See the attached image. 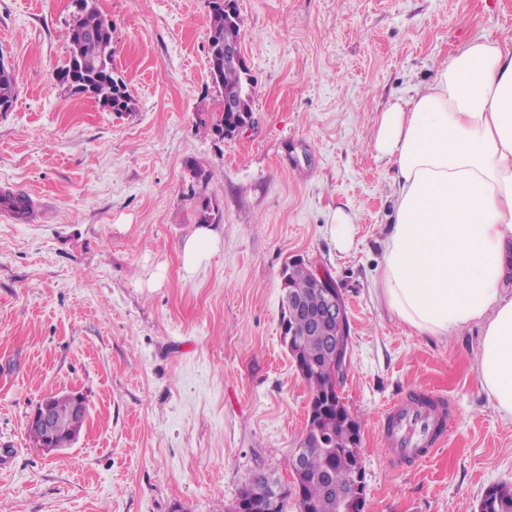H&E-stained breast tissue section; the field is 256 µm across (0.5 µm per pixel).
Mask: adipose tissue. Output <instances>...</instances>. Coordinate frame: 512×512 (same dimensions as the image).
I'll use <instances>...</instances> for the list:
<instances>
[{"instance_id": "ef3b65f1", "label": "adipose tissue", "mask_w": 512, "mask_h": 512, "mask_svg": "<svg viewBox=\"0 0 512 512\" xmlns=\"http://www.w3.org/2000/svg\"><path fill=\"white\" fill-rule=\"evenodd\" d=\"M395 171L376 294L421 334L482 330L481 385L512 418V45L476 39L383 112Z\"/></svg>"}]
</instances>
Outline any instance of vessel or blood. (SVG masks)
Returning <instances> with one entry per match:
<instances>
[{"instance_id": "vessel-or-blood-1", "label": "vessel or blood", "mask_w": 512, "mask_h": 512, "mask_svg": "<svg viewBox=\"0 0 512 512\" xmlns=\"http://www.w3.org/2000/svg\"><path fill=\"white\" fill-rule=\"evenodd\" d=\"M450 428L446 402L430 392L418 399L393 400L380 423L388 454L413 468L429 457Z\"/></svg>"}]
</instances>
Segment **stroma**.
<instances>
[{
  "label": "stroma",
  "instance_id": "obj_1",
  "mask_svg": "<svg viewBox=\"0 0 512 512\" xmlns=\"http://www.w3.org/2000/svg\"><path fill=\"white\" fill-rule=\"evenodd\" d=\"M95 5L134 112L55 79L70 0H0L17 92L0 112V192L40 202L23 222L0 212V512H232L257 473L299 512L289 462L310 391L281 340L296 257L346 301L363 512H478L486 489L512 488V420L481 386L479 326L422 335L377 299L394 170L373 149L382 113L459 46L512 38V0H237L254 123L224 139L200 124L223 102L208 0ZM205 212L218 249L190 273L181 245ZM414 386L445 397L453 425L412 470L378 421ZM69 391L87 399L86 430L45 454L27 418ZM331 233L339 250L346 251L352 245V217L337 208L331 216Z\"/></svg>",
  "mask_w": 512,
  "mask_h": 512
}]
</instances>
